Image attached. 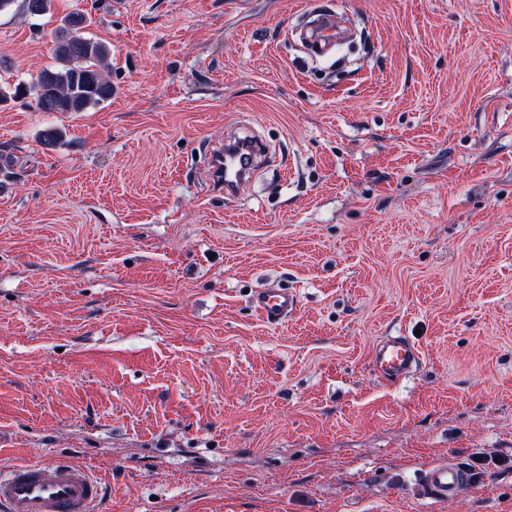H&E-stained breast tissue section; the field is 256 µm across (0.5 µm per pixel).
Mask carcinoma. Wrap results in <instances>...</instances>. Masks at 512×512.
<instances>
[{"instance_id": "obj_1", "label": "carcinoma", "mask_w": 512, "mask_h": 512, "mask_svg": "<svg viewBox=\"0 0 512 512\" xmlns=\"http://www.w3.org/2000/svg\"><path fill=\"white\" fill-rule=\"evenodd\" d=\"M23 10L32 17L51 13L52 0H22ZM88 17L69 13L54 30L52 64L44 67L29 86L9 92L0 87V105L25 90L33 95L40 112H87L112 99L109 58L111 50L101 40L89 37L84 29Z\"/></svg>"}]
</instances>
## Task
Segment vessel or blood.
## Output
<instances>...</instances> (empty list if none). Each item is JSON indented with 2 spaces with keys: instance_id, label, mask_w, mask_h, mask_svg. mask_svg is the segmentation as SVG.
<instances>
[{
  "instance_id": "b4317fda",
  "label": "vessel or blood",
  "mask_w": 512,
  "mask_h": 512,
  "mask_svg": "<svg viewBox=\"0 0 512 512\" xmlns=\"http://www.w3.org/2000/svg\"><path fill=\"white\" fill-rule=\"evenodd\" d=\"M333 17H323L306 33V46L323 55L336 45ZM264 148L252 138L227 135L222 146L209 157L206 180L209 187L233 196L238 186L250 180ZM296 296L283 288L257 292L254 307L270 325L287 321L297 309ZM416 344L404 336L381 341L372 353V367L382 380L394 382L406 377L420 361ZM469 485L467 472L452 462L430 467L424 487L433 499L458 497ZM102 488L90 469L62 460L48 465L19 464L0 472V512H98Z\"/></svg>"
}]
</instances>
